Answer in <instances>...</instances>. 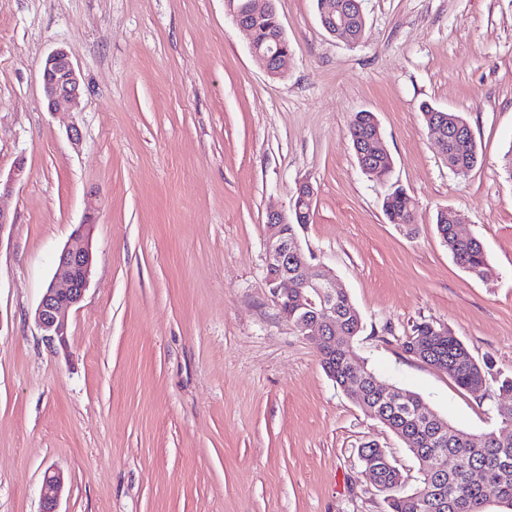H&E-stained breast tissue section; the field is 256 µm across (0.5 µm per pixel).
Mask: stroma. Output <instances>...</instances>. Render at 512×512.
<instances>
[{"label": "stroma", "mask_w": 512, "mask_h": 512, "mask_svg": "<svg viewBox=\"0 0 512 512\" xmlns=\"http://www.w3.org/2000/svg\"><path fill=\"white\" fill-rule=\"evenodd\" d=\"M276 8L290 54L273 78L224 0H0V177L19 175L0 193V512H41L50 468L59 512H386L367 443L417 486L418 460L326 376L266 281V215L303 179L300 244L359 311L356 351L381 384L476 436L512 407L497 384L512 376V0H362L355 45L324 31L316 0ZM59 46L84 93L51 112L41 69ZM424 102L467 120V174ZM360 111L387 180L358 166ZM397 187L408 226L382 210ZM92 197L88 288L51 342L35 310ZM444 208L483 243L484 277L439 238ZM422 320L493 359L483 396L403 351ZM377 128L384 139L378 122L371 112L355 113L348 125L349 135L361 170L364 171L363 166L367 163V159H371V163L367 166L369 168L374 166L375 172L369 175L378 181H383L391 172L392 159L387 151L384 140L381 143L375 136ZM358 151H362L363 155L367 154V156L360 157ZM363 159L365 163H363ZM63 486V478L59 473L46 471L42 484V512H59L57 505Z\"/></svg>", "instance_id": "obj_1"}]
</instances>
